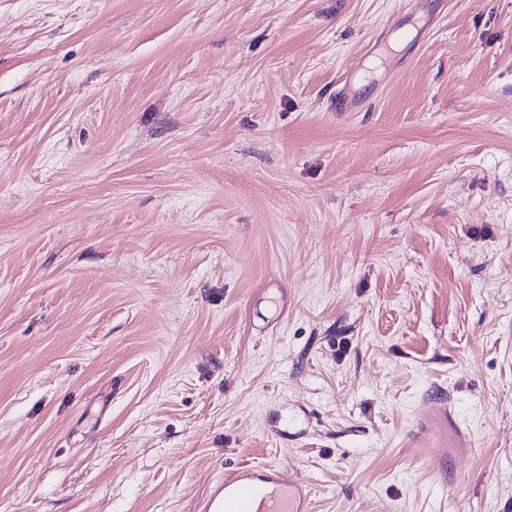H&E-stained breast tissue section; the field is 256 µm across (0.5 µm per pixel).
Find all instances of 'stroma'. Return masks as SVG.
<instances>
[{"mask_svg":"<svg viewBox=\"0 0 512 512\" xmlns=\"http://www.w3.org/2000/svg\"><path fill=\"white\" fill-rule=\"evenodd\" d=\"M255 464L512 512V0H0V512Z\"/></svg>","mask_w":512,"mask_h":512,"instance_id":"1","label":"stroma"}]
</instances>
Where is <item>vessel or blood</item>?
I'll return each instance as SVG.
<instances>
[{
	"instance_id": "1",
	"label": "vessel or blood",
	"mask_w": 512,
	"mask_h": 512,
	"mask_svg": "<svg viewBox=\"0 0 512 512\" xmlns=\"http://www.w3.org/2000/svg\"><path fill=\"white\" fill-rule=\"evenodd\" d=\"M208 512H309L308 492L300 481L283 482L279 468L243 467L214 489Z\"/></svg>"
}]
</instances>
